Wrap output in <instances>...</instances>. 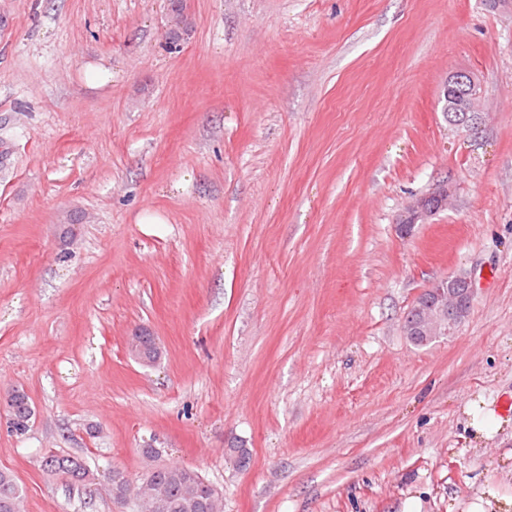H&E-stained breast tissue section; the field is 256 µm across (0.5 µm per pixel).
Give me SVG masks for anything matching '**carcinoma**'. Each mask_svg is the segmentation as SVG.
Returning a JSON list of instances; mask_svg holds the SVG:
<instances>
[{
  "mask_svg": "<svg viewBox=\"0 0 512 512\" xmlns=\"http://www.w3.org/2000/svg\"><path fill=\"white\" fill-rule=\"evenodd\" d=\"M9 428L23 432L33 416L31 401L27 393L16 390L12 402L8 404ZM39 469L46 475L62 477L71 486H82L89 478V470L84 460L71 454L48 452L38 461ZM149 485L165 505L163 512H204L207 487L205 479L195 469L187 466L153 464L135 486L131 499L133 512H151L146 507L142 484ZM24 494L23 487L12 472L0 470V512H18L19 502Z\"/></svg>",
  "mask_w": 512,
  "mask_h": 512,
  "instance_id": "cac0c4a2",
  "label": "carcinoma"
}]
</instances>
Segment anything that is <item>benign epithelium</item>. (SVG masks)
Returning a JSON list of instances; mask_svg holds the SVG:
<instances>
[{
  "mask_svg": "<svg viewBox=\"0 0 512 512\" xmlns=\"http://www.w3.org/2000/svg\"><path fill=\"white\" fill-rule=\"evenodd\" d=\"M442 98L452 99L458 111L480 114V83L467 71L455 72L445 85ZM451 192L448 182L441 181L416 198L400 216L397 226L408 235L432 215L448 208ZM475 295L474 282L465 276H446L431 284L418 297L404 328L409 336H452L467 318Z\"/></svg>",
  "mask_w": 512,
  "mask_h": 512,
  "instance_id": "1",
  "label": "benign epithelium"
}]
</instances>
